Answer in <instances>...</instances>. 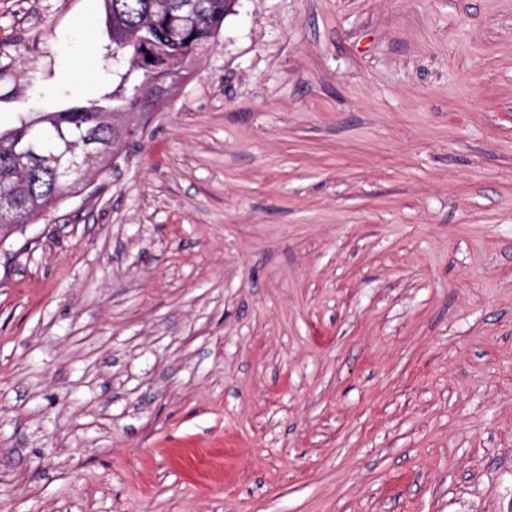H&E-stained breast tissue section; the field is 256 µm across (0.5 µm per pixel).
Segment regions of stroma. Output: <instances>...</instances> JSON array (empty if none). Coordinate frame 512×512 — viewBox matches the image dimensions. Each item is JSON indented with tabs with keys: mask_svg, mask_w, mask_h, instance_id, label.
I'll return each mask as SVG.
<instances>
[{
	"mask_svg": "<svg viewBox=\"0 0 512 512\" xmlns=\"http://www.w3.org/2000/svg\"><path fill=\"white\" fill-rule=\"evenodd\" d=\"M125 67L0 0V131ZM165 87L0 230V512H512V0H237Z\"/></svg>",
	"mask_w": 512,
	"mask_h": 512,
	"instance_id": "1",
	"label": "stroma"
}]
</instances>
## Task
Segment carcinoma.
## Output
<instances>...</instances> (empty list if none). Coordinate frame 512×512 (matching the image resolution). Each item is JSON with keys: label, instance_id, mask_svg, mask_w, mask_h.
Listing matches in <instances>:
<instances>
[{"label": "carcinoma", "instance_id": "1", "mask_svg": "<svg viewBox=\"0 0 512 512\" xmlns=\"http://www.w3.org/2000/svg\"><path fill=\"white\" fill-rule=\"evenodd\" d=\"M106 24L112 47L128 57V69L120 75L118 91L105 103L46 112L0 132V196L17 197L15 209L0 214V224H29L66 194L79 187L60 176L59 160L67 143L87 130L112 146V129L101 119L105 112L141 110V89L151 81L160 88L174 69L193 60L194 54L221 30L234 0H104ZM194 4L196 23L186 24V6ZM155 48L158 61L145 66L144 46ZM33 149L30 159L19 153Z\"/></svg>", "mask_w": 512, "mask_h": 512}]
</instances>
